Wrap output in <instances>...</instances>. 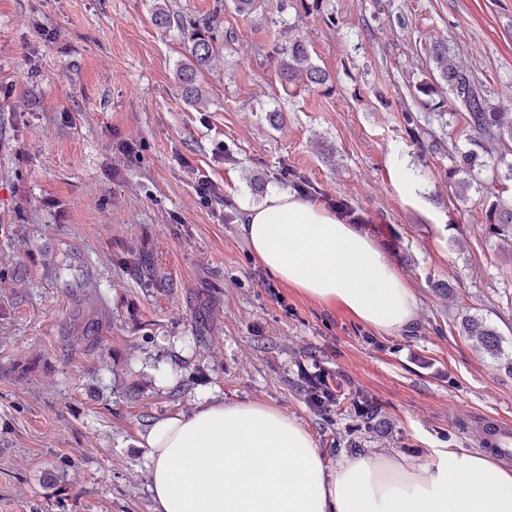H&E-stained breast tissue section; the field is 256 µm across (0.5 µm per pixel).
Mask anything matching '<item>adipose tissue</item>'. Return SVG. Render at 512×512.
I'll use <instances>...</instances> for the list:
<instances>
[{
  "instance_id": "obj_1",
  "label": "adipose tissue",
  "mask_w": 512,
  "mask_h": 512,
  "mask_svg": "<svg viewBox=\"0 0 512 512\" xmlns=\"http://www.w3.org/2000/svg\"><path fill=\"white\" fill-rule=\"evenodd\" d=\"M241 231L268 270L341 302L386 332L411 326L415 299L370 237L319 202L271 194ZM154 512H512V467L451 448L403 466L361 456L330 467L310 432L260 403L203 401L143 437Z\"/></svg>"
}]
</instances>
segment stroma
Wrapping results in <instances>:
<instances>
[{
  "label": "stroma",
  "instance_id": "1",
  "mask_svg": "<svg viewBox=\"0 0 512 512\" xmlns=\"http://www.w3.org/2000/svg\"><path fill=\"white\" fill-rule=\"evenodd\" d=\"M154 3L0 0V512H152L142 434L212 396L288 413L331 466L477 451L482 416L512 422V243L483 206L512 180L455 198L446 172L469 145L415 86L443 40L506 103L512 0H322L308 15L292 0L250 14L165 0L167 28ZM208 18L224 50L199 108L178 73L184 24ZM297 37L329 91L281 79L277 51ZM124 138L144 143L137 159L118 157ZM285 166L317 201L351 200L414 295L411 327L387 334L342 303L266 288L240 223L291 190ZM195 167L223 204H200ZM468 316L497 331L500 357L464 335ZM301 363L342 383L329 417L307 404ZM360 394L372 421L351 408Z\"/></svg>",
  "mask_w": 512,
  "mask_h": 512
}]
</instances>
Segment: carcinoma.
<instances>
[{
	"label": "carcinoma",
	"mask_w": 512,
	"mask_h": 512,
	"mask_svg": "<svg viewBox=\"0 0 512 512\" xmlns=\"http://www.w3.org/2000/svg\"><path fill=\"white\" fill-rule=\"evenodd\" d=\"M188 51L191 64L178 74L185 98L203 104L202 86L199 78L212 69L218 58V45L213 30L204 22L194 23L188 33ZM437 76L434 80L422 81L416 86L417 93L424 97L439 96L448 91L463 109L464 132L470 134L471 144L476 149L460 154L455 165L448 168V187L457 196L471 186L477 178L476 167L490 168L493 178H499V167L506 168L504 177L512 179V109L495 105L484 94L479 81L472 72L456 62L448 51V45L436 41L430 49ZM277 67L280 77L288 84L296 83L316 92L329 82L327 71L313 63L305 41L296 38L279 51ZM482 150L489 160L482 161L477 150ZM486 223L492 234L504 238L512 237V196L497 194L485 202ZM463 327L489 354H500V337L484 322L464 319Z\"/></svg>",
	"instance_id": "1"
}]
</instances>
